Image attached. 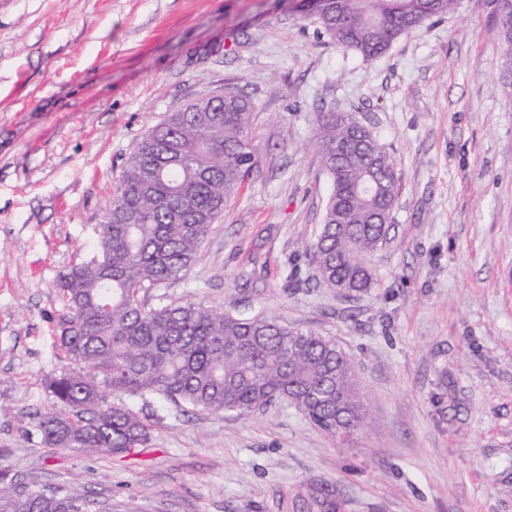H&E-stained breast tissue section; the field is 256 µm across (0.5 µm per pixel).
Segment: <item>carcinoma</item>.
Returning a JSON list of instances; mask_svg holds the SVG:
<instances>
[{
  "mask_svg": "<svg viewBox=\"0 0 512 512\" xmlns=\"http://www.w3.org/2000/svg\"><path fill=\"white\" fill-rule=\"evenodd\" d=\"M338 46L369 61L403 35L454 10L457 0H288ZM500 78L512 79V0H499ZM254 105L234 87L214 107L192 103L148 130L129 154L106 207L95 254L59 273L67 309L56 345L71 371L46 381L59 410L35 423L44 444L123 453L150 426L114 398L160 395L194 411L249 417L282 401L327 437L367 420L354 365L336 343L266 318L204 303L143 301L195 261L224 207L261 172L251 148ZM314 141L332 191L316 239L305 247L320 285L352 296L374 285L370 255L387 240L398 201L397 163L367 118L320 109ZM310 508L336 512L327 486ZM0 512H101L58 488H35L0 465Z\"/></svg>",
  "mask_w": 512,
  "mask_h": 512,
  "instance_id": "carcinoma-1",
  "label": "carcinoma"
}]
</instances>
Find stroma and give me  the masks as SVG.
Here are the masks:
<instances>
[{
  "label": "stroma",
  "mask_w": 512,
  "mask_h": 512,
  "mask_svg": "<svg viewBox=\"0 0 512 512\" xmlns=\"http://www.w3.org/2000/svg\"><path fill=\"white\" fill-rule=\"evenodd\" d=\"M497 15L498 0H458L367 61L288 0H0V463L112 512H310L321 482L336 512H512V85ZM228 86L255 104L263 173L145 299L335 340L366 428L332 440L290 403L237 418L149 395L129 402L146 445H45V380L71 368L55 348L58 274L92 256L141 136ZM323 106L373 117L397 160L392 227L358 296L312 280L304 252L330 192Z\"/></svg>",
  "instance_id": "35a3bbf8"
}]
</instances>
